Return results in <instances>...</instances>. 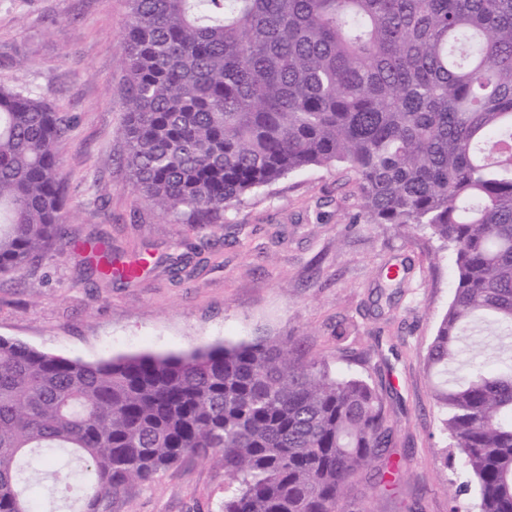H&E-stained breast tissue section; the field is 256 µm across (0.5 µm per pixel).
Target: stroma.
Here are the masks:
<instances>
[{"label":"stroma","mask_w":512,"mask_h":512,"mask_svg":"<svg viewBox=\"0 0 512 512\" xmlns=\"http://www.w3.org/2000/svg\"><path fill=\"white\" fill-rule=\"evenodd\" d=\"M127 0H0V85L71 120L59 146L76 242L0 276V337L94 363L288 337L307 357L382 386L403 464L397 494L350 489L345 512H471L424 359L454 294V255L428 231L364 223L354 176L314 167L247 194L220 224H178L136 193L123 162L119 58ZM150 253L132 282L87 271L90 237ZM219 457L130 486L107 512H223Z\"/></svg>","instance_id":"35a3bbf8"}]
</instances>
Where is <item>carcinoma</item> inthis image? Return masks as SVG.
<instances>
[{
	"instance_id": "cac0c4a2",
	"label": "carcinoma",
	"mask_w": 512,
	"mask_h": 512,
	"mask_svg": "<svg viewBox=\"0 0 512 512\" xmlns=\"http://www.w3.org/2000/svg\"><path fill=\"white\" fill-rule=\"evenodd\" d=\"M124 161L177 221L215 224L310 167L354 174L361 217L455 256L428 348L442 432L475 512H512V0H129ZM70 120L0 86V274L70 245ZM91 270L112 250L90 243ZM378 387L285 339L87 363L0 337V512L44 476L74 512L220 455L224 512H342L393 445ZM66 454L86 479L50 472ZM400 462L373 474L395 489Z\"/></svg>"
}]
</instances>
